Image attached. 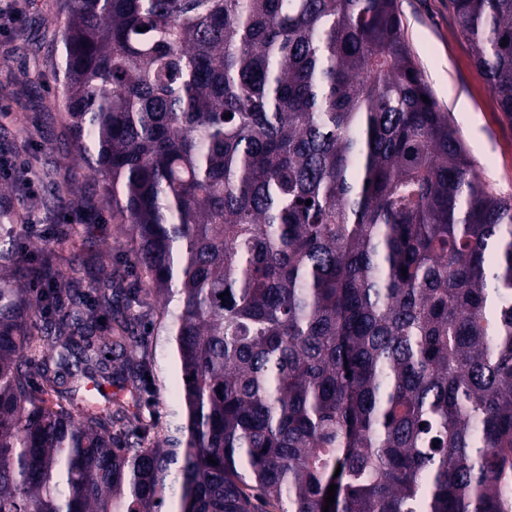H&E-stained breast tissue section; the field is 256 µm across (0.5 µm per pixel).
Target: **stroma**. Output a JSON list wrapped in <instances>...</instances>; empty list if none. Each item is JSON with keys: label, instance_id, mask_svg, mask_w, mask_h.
<instances>
[{"label": "stroma", "instance_id": "obj_1", "mask_svg": "<svg viewBox=\"0 0 512 512\" xmlns=\"http://www.w3.org/2000/svg\"><path fill=\"white\" fill-rule=\"evenodd\" d=\"M397 6L406 41L438 105L459 129L485 182L512 196V120L500 112L475 66L450 0H397ZM64 21L62 0H23L17 15L0 17V157L13 162L0 171V180L10 186L0 195V212L8 221L28 224L30 252L47 246L59 261L68 260L66 243L48 229L70 220L88 224L97 267L129 266L132 246L96 194V179L75 155L63 119L65 94L51 46ZM65 174L77 200L73 206L62 202L53 186ZM141 340L155 353L141 413L161 422L170 386L152 319H145Z\"/></svg>", "mask_w": 512, "mask_h": 512}]
</instances>
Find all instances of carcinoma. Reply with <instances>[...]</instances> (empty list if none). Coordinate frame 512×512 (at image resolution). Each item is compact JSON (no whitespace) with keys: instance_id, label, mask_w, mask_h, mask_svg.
<instances>
[{"instance_id":"1","label":"carcinoma","mask_w":512,"mask_h":512,"mask_svg":"<svg viewBox=\"0 0 512 512\" xmlns=\"http://www.w3.org/2000/svg\"><path fill=\"white\" fill-rule=\"evenodd\" d=\"M63 2L72 147L137 275L0 224V512H323L332 484L328 512H504L512 197L396 0ZM452 3L512 120V0ZM148 311L163 428L138 412Z\"/></svg>"}]
</instances>
